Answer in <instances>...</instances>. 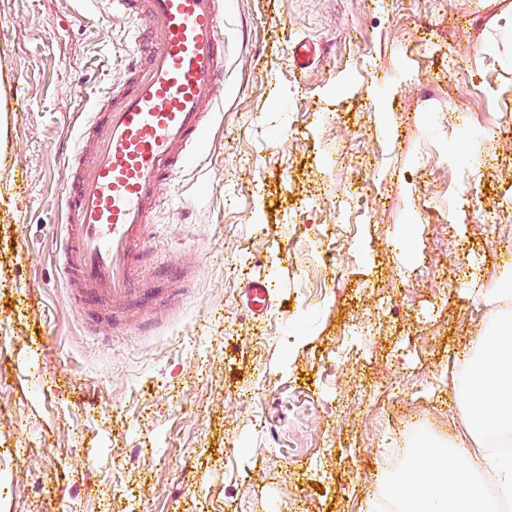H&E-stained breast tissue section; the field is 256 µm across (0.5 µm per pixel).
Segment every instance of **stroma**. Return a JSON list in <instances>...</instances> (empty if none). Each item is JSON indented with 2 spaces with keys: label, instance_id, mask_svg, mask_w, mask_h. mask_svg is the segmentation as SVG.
Returning <instances> with one entry per match:
<instances>
[{
  "label": "stroma",
  "instance_id": "1",
  "mask_svg": "<svg viewBox=\"0 0 512 512\" xmlns=\"http://www.w3.org/2000/svg\"><path fill=\"white\" fill-rule=\"evenodd\" d=\"M130 31L107 0H0V512H368L407 417L465 435L455 356L512 312V0H224L223 101L141 269L192 272L169 317L98 337L56 260L62 162ZM467 115L487 135L450 134ZM358 182L340 277L312 243ZM242 300L252 315H261L272 300L269 283L258 278L249 279L243 289Z\"/></svg>",
  "mask_w": 512,
  "mask_h": 512
}]
</instances>
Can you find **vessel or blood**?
Returning a JSON list of instances; mask_svg holds the SVG:
<instances>
[{"label": "vessel or blood", "instance_id": "b4317fda", "mask_svg": "<svg viewBox=\"0 0 512 512\" xmlns=\"http://www.w3.org/2000/svg\"><path fill=\"white\" fill-rule=\"evenodd\" d=\"M132 23L124 80L83 124L89 156L65 162L67 231L57 255L68 297L90 326L124 325L129 312L173 309L170 291L147 285L140 266L161 190L190 166L224 95L223 0H109ZM267 281L246 283L251 314L267 310Z\"/></svg>", "mask_w": 512, "mask_h": 512}]
</instances>
